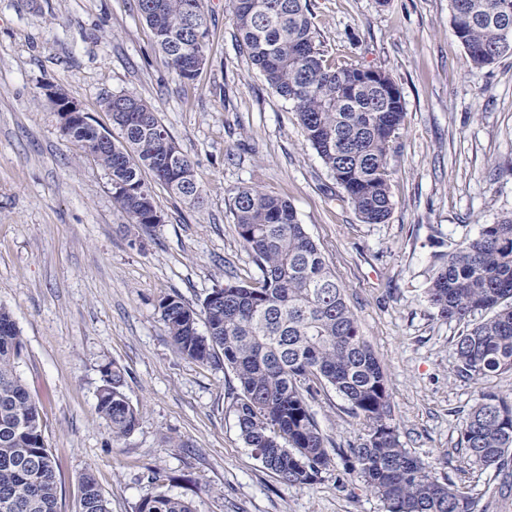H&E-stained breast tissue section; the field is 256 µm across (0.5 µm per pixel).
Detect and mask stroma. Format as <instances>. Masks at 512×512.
<instances>
[{
	"mask_svg": "<svg viewBox=\"0 0 512 512\" xmlns=\"http://www.w3.org/2000/svg\"><path fill=\"white\" fill-rule=\"evenodd\" d=\"M328 59L386 71L404 118L393 142V209L364 224L306 142L291 105L239 50L228 0H205L207 62L181 82L136 0H0V304L21 332L17 372L40 405L58 465L59 512H80L92 471L111 512L166 492L198 512H385L348 481L362 425L330 390L310 401L334 442L328 470L288 486L239 436L237 382L223 360L175 353L158 301L198 306L230 277L260 272L239 240L232 192L283 197L323 251L393 392L400 441L436 477L467 486L480 512H512V487L458 446L478 398L454 375L457 323L426 298L434 254L512 211V55L472 66L449 0H310ZM61 87L111 128L103 97L153 106L197 163L195 209L155 188L161 224L127 223L107 175L79 157L46 98ZM125 368L136 429L113 441L97 410L102 369Z\"/></svg>",
	"mask_w": 512,
	"mask_h": 512,
	"instance_id": "obj_1",
	"label": "stroma"
}]
</instances>
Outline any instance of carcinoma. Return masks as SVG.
I'll return each instance as SVG.
<instances>
[{
    "label": "carcinoma",
    "mask_w": 512,
    "mask_h": 512,
    "mask_svg": "<svg viewBox=\"0 0 512 512\" xmlns=\"http://www.w3.org/2000/svg\"><path fill=\"white\" fill-rule=\"evenodd\" d=\"M166 66L181 81L206 62L209 22L204 0H137ZM237 41L271 89L296 112L316 151L364 224L392 211L391 144L402 99L365 67L331 65L317 40L308 0H229ZM454 35L470 64L488 66L512 54V0H450ZM122 141L99 126L63 136L108 175L112 202L130 224L154 226V191L143 172L180 201L203 205L194 160L157 112L130 94L102 98ZM232 214L243 247L261 271L256 282L227 281L200 306L178 295L158 302L176 352L199 363L223 355L237 381L235 413L246 447L284 484L316 482L330 467L332 441L309 404L314 385L332 389L364 427L350 448L364 489L386 512H479L478 501L400 442L392 390L332 273L292 205L257 187L233 191ZM427 301L436 315L463 325L454 343L455 376L475 385L512 374V212L477 235L435 255ZM480 320H475V317ZM204 323L205 332L199 331ZM22 342L12 311L0 305V512H58L56 462L47 448L39 406L17 373ZM97 407L112 439L131 434L139 413L124 392V372L103 369ZM459 445L479 468L512 465V399L480 390ZM80 512H110L94 475L80 479ZM138 512H197L167 493L143 499Z\"/></svg>",
    "instance_id": "obj_1"
}]
</instances>
